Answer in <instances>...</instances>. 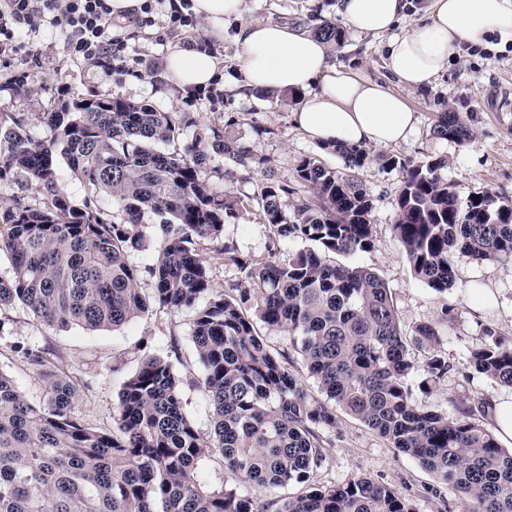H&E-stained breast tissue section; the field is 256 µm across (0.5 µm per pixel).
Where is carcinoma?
I'll return each mask as SVG.
<instances>
[{
  "label": "carcinoma",
  "mask_w": 512,
  "mask_h": 512,
  "mask_svg": "<svg viewBox=\"0 0 512 512\" xmlns=\"http://www.w3.org/2000/svg\"><path fill=\"white\" fill-rule=\"evenodd\" d=\"M315 33L329 43L344 39L333 22ZM41 119L42 136L26 114H0V183L22 176L23 188L40 195L37 205H0L7 228L0 251L12 264L11 276L0 278V308L21 304L48 325L91 331L114 330L154 307L189 309L200 374L146 357L124 381L115 427L105 432L74 416L76 383L50 367L44 351L14 346L48 380V398L32 405L0 372V512H415L410 499L363 476L262 503L242 490L307 483L325 461L324 432L335 427L337 406L458 493L468 512H512V450L475 421L470 406L450 418L413 403L410 347L426 352L420 390L450 371L437 326L421 323L406 339L386 283L367 267L328 260L375 246L372 201L359 177L373 163L401 170L393 230L413 276L439 293L454 284L456 253L477 262L512 259L511 202L488 191L460 198L439 174L443 158L413 164L340 145V168L316 157L297 165L295 181L315 202L296 205L290 218L286 198L294 188L272 174L251 196L210 188L211 156L249 166V152L229 133L201 129L183 153L161 149L195 125L187 112L116 98ZM432 134L461 143L470 130L459 113L445 111ZM58 153L77 178L121 207V221L94 199L77 206L60 192ZM250 207L268 226L260 262L224 240V224ZM146 216L159 220L164 238L149 268L150 295L129 262L146 248ZM286 238L310 247L283 258ZM213 260L236 268L238 282L216 283ZM264 329L288 337L334 405L308 394L288 368V351L272 348ZM483 335L471 365L512 387V339L492 326ZM184 385L208 398L210 432L185 412ZM213 453L234 483L202 482L200 465Z\"/></svg>",
  "instance_id": "cac0c4a2"
}]
</instances>
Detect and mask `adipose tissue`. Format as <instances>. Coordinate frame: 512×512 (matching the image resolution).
Segmentation results:
<instances>
[{"label": "adipose tissue", "mask_w": 512, "mask_h": 512, "mask_svg": "<svg viewBox=\"0 0 512 512\" xmlns=\"http://www.w3.org/2000/svg\"><path fill=\"white\" fill-rule=\"evenodd\" d=\"M244 0H192L207 36L223 40L226 20L240 17ZM410 0H339L338 11L355 32L382 38L384 65L404 90L434 86L464 47L512 42V0H431L406 30L398 25ZM237 75L228 87L244 95L291 92L295 123L309 139L327 146H387L405 141L414 114L402 94L359 79L332 64L324 41L285 23L254 21L240 26ZM221 60L196 47L171 45L164 80L179 89L210 86Z\"/></svg>", "instance_id": "1"}]
</instances>
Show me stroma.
Segmentation results:
<instances>
[{"instance_id":"1","label":"stroma","mask_w":512,"mask_h":512,"mask_svg":"<svg viewBox=\"0 0 512 512\" xmlns=\"http://www.w3.org/2000/svg\"><path fill=\"white\" fill-rule=\"evenodd\" d=\"M336 4L337 0H245L242 20L271 19L311 32L323 22L338 21ZM114 27L126 39L129 58L140 59V72L106 75L103 68L76 58L64 37L52 28L44 26L36 33L20 30L22 40L37 46L38 60L20 83L13 68L0 64V112L28 114L39 134L44 131L42 113L76 100L114 97L146 103L161 112L191 113L198 127L230 129L254 159L249 168L232 169L222 157H212L207 177L218 193H253L269 168L281 180H293L297 164L308 156L320 158L329 167H341L333 150L323 149L295 125L292 95L258 92L241 97L219 81L214 95L207 97L193 90L180 91L162 80L169 45H197L205 38L203 22L177 34L164 32L157 24L142 28L126 20L115 21ZM330 56L336 66L390 92L400 91L383 65L379 39L346 32L341 44L331 45ZM403 94L416 117L412 133L404 142L371 148V155L396 156L416 164L442 157L447 164L440 174L460 197L487 190L512 202V46L495 52H467L441 72L434 87ZM444 110L464 118L470 129L464 143L433 137L435 117ZM360 178L372 201L375 246L366 252L336 255V262L371 268L386 282L404 333H411L418 323L437 320L443 307L452 308L454 314L453 321L441 328L442 353L451 369L430 393L414 392L415 405L453 417L461 405L473 406L505 395V388L474 370L470 350L482 342V329L487 325L512 337V260L479 263L455 255L453 287L444 294L435 292L413 277L393 231L401 172L372 164L361 171ZM224 239L251 259L263 260L267 228L260 212L250 209L226 223ZM475 284L493 296L492 303L479 310L472 308L468 296ZM193 317L188 309L157 308L119 329L90 331L76 325L63 329L46 325L17 305L0 312V371L13 379L29 402L43 405L46 380L13 346L19 342L44 350L78 385L76 418L108 432L122 384L145 356H159L174 366L197 370L191 339ZM325 436L326 459L315 471L313 485H339L364 476L412 500L416 512H466L456 492L345 412H337L336 425Z\"/></svg>"}]
</instances>
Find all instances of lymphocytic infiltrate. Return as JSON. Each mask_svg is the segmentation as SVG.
I'll return each mask as SVG.
<instances>
[{"label": "lymphocytic infiltrate", "instance_id": "obj_1", "mask_svg": "<svg viewBox=\"0 0 512 512\" xmlns=\"http://www.w3.org/2000/svg\"><path fill=\"white\" fill-rule=\"evenodd\" d=\"M47 22L84 60L125 72L126 43L113 32L111 0H0V58L19 67L36 62L37 48L21 41L19 30L33 31Z\"/></svg>", "mask_w": 512, "mask_h": 512}]
</instances>
